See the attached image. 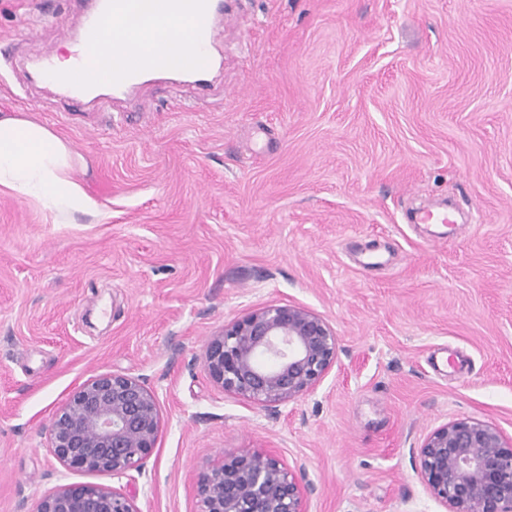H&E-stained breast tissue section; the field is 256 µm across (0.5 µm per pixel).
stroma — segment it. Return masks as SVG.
<instances>
[{
    "label": "stroma",
    "instance_id": "stroma-1",
    "mask_svg": "<svg viewBox=\"0 0 512 512\" xmlns=\"http://www.w3.org/2000/svg\"><path fill=\"white\" fill-rule=\"evenodd\" d=\"M85 0H0V113L46 126L99 211L0 188V512L95 483L196 512L229 454L304 466L308 512H448L413 448L481 420L512 440V0H233L211 94L156 79L75 103L39 83ZM452 203L454 225L411 211ZM326 318L335 366L263 407L203 366L270 304ZM161 407L141 470L72 471L55 414L100 374Z\"/></svg>",
    "mask_w": 512,
    "mask_h": 512
}]
</instances>
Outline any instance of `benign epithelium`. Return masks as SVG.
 Masks as SVG:
<instances>
[{
    "mask_svg": "<svg viewBox=\"0 0 512 512\" xmlns=\"http://www.w3.org/2000/svg\"><path fill=\"white\" fill-rule=\"evenodd\" d=\"M336 331L293 304L254 310L224 326L204 353V369L224 392L265 407L317 386L337 359ZM160 405L138 378L103 374L82 384L57 412L48 448L67 469L125 474L156 447ZM431 494L448 512H512V443L493 425L460 419L412 449ZM275 456L233 455L197 471L198 512H308L309 486ZM36 512H139L134 499L97 484H63Z\"/></svg>",
    "mask_w": 512,
    "mask_h": 512,
    "instance_id": "7a95c632",
    "label": "benign epithelium"
}]
</instances>
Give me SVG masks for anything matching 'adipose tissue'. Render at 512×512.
Instances as JSON below:
<instances>
[{"mask_svg":"<svg viewBox=\"0 0 512 512\" xmlns=\"http://www.w3.org/2000/svg\"><path fill=\"white\" fill-rule=\"evenodd\" d=\"M205 16L186 19L173 34L159 35L170 61L186 68H201L204 60L190 49L189 32L204 25ZM137 55L106 43L101 54L86 56L83 45L64 48L55 56L59 76L79 81L86 90L111 82L114 63L136 60ZM73 156L48 128L13 117L0 116V187L49 211L58 220L74 212L96 210V202L72 181Z\"/></svg>","mask_w":512,"mask_h":512,"instance_id":"ef3b65f1","label":"adipose tissue"}]
</instances>
